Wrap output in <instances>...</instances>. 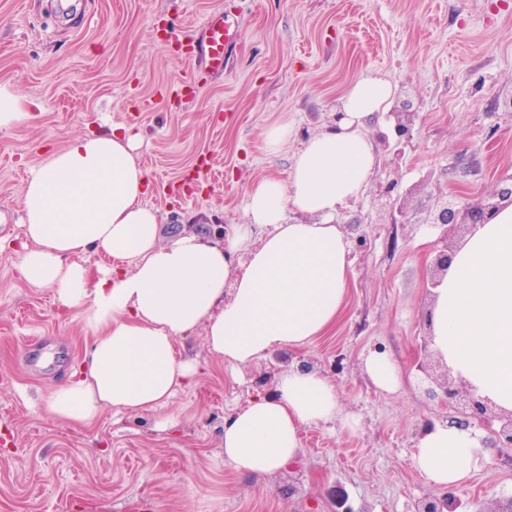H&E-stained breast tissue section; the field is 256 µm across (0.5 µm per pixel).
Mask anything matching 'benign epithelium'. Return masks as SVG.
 Wrapping results in <instances>:
<instances>
[{
    "instance_id": "benign-epithelium-1",
    "label": "benign epithelium",
    "mask_w": 512,
    "mask_h": 512,
    "mask_svg": "<svg viewBox=\"0 0 512 512\" xmlns=\"http://www.w3.org/2000/svg\"><path fill=\"white\" fill-rule=\"evenodd\" d=\"M415 112L412 104L405 100L401 106L389 113L394 121L396 143L400 144L408 137ZM512 204V182L500 183L492 200L472 204L461 202L446 196L439 197L437 205L429 212L426 223L441 228L440 239L443 247L431 262V275L428 282L429 294L439 286L448 272V266L454 254V248L448 245V236L461 232L471 235L477 226L485 223L488 216L497 209ZM450 369H445L441 378L435 380L436 388L427 390V394L437 400L440 407L450 411L449 420L461 426L478 424L488 431L487 440L491 448L501 450L512 447V411L496 406L487 398L476 395L471 389L461 390L450 381Z\"/></svg>"
}]
</instances>
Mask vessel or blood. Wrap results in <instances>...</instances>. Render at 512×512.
<instances>
[{"instance_id": "vessel-or-blood-1", "label": "vessel or blood", "mask_w": 512, "mask_h": 512, "mask_svg": "<svg viewBox=\"0 0 512 512\" xmlns=\"http://www.w3.org/2000/svg\"><path fill=\"white\" fill-rule=\"evenodd\" d=\"M242 30L237 20L222 12L210 13L206 19L201 39L181 44L179 36H172L171 42L177 47L178 57L198 60L213 74L224 71L227 54L240 39Z\"/></svg>"}]
</instances>
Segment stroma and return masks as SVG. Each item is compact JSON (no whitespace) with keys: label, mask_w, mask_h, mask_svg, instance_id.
<instances>
[{"label":"stroma","mask_w":512,"mask_h":512,"mask_svg":"<svg viewBox=\"0 0 512 512\" xmlns=\"http://www.w3.org/2000/svg\"><path fill=\"white\" fill-rule=\"evenodd\" d=\"M88 17L72 30L45 0H0V84L32 118L0 131V512H415L444 496L412 465L425 421L444 417L415 363L426 330L430 263L443 246L426 224L438 192L487 201L512 179V0H76ZM215 10L240 16L242 39L223 74L196 73L163 47L164 29L196 40ZM390 80L417 116L401 156L372 126L378 168L336 216L350 242L345 309L323 336L232 369L203 332L179 338L198 373L154 414L102 411L90 427L51 418L46 402L93 341L62 316L52 289L16 276L23 239L19 196L46 152L109 121L139 137L144 202L161 239L195 231L223 237L243 223L247 188L286 177L303 141L334 123L338 101L363 77ZM294 132L275 158L265 129ZM394 184L406 220L393 223L380 186ZM377 353L402 373L377 389L364 361ZM336 388L355 431L307 426L301 453L258 480L224 461V419L291 367ZM455 496L477 512L512 501V448L491 457Z\"/></svg>","instance_id":"obj_1"}]
</instances>
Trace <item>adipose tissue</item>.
Listing matches in <instances>:
<instances>
[{
  "mask_svg": "<svg viewBox=\"0 0 512 512\" xmlns=\"http://www.w3.org/2000/svg\"><path fill=\"white\" fill-rule=\"evenodd\" d=\"M397 88L365 77L340 99L338 127L311 134L286 178L265 177L246 194V221L220 241L182 232L160 244L155 210L144 204L149 177L134 134L117 126L49 151L20 196L25 243L20 279L54 289L77 311L93 345L46 410L71 426L101 411L154 414L189 385L196 365L178 338L203 331L210 352L240 368L321 336L340 317L351 278L350 244L336 214L370 182L377 155L367 131L383 123ZM300 220L286 222L287 210ZM96 249L132 268L95 269ZM432 348L477 395L512 410V205L500 209L455 251L435 290ZM357 422L335 386L314 370L291 368L224 420V460L258 479L301 450L306 426ZM489 460L470 427L423 432L413 467L431 484L461 486Z\"/></svg>",
  "mask_w": 512,
  "mask_h": 512,
  "instance_id": "obj_1",
  "label": "adipose tissue"
}]
</instances>
